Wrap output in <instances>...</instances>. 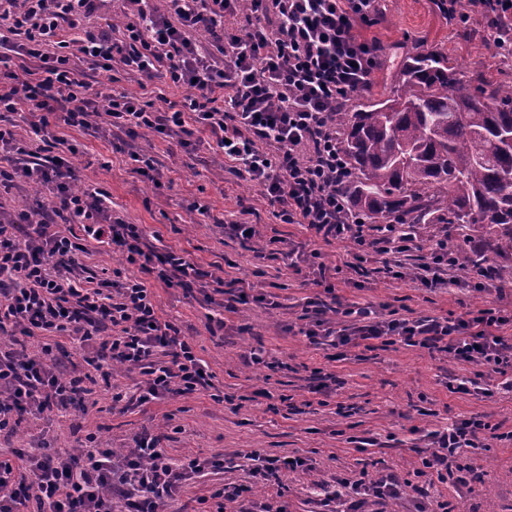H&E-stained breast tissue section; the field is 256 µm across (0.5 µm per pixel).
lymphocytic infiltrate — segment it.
I'll list each match as a JSON object with an SVG mask.
<instances>
[{
	"mask_svg": "<svg viewBox=\"0 0 512 512\" xmlns=\"http://www.w3.org/2000/svg\"><path fill=\"white\" fill-rule=\"evenodd\" d=\"M122 23L111 31L85 30L81 21L104 0H5L0 24V111L24 112L45 144L29 163L11 159L0 168V184L53 186L48 214L0 211V435L11 434L15 418L40 416L74 406L82 376L53 361L51 346L40 354L23 349L33 336L65 335L93 347L97 370L110 376L113 364L138 370L144 380L112 400L141 407L192 394L211 385V375L179 329L160 315L152 276L167 288L188 285L200 271L186 257L146 244L144 228L114 215L99 188L77 190L70 170L55 153L62 139L45 140L55 112L67 125L98 133L110 129L137 138L149 131L189 146L194 128L209 130L224 169L259 186L278 218L304 224L324 242L352 239L358 248L383 256L393 278L405 276L402 258L417 247V227L387 224L379 235L351 218L341 188L347 165L336 139L334 112L349 96L368 89L379 64V44L356 28L374 24L380 0H124ZM209 33L210 42L199 39ZM121 66L145 79L165 76L191 87L183 104L155 108L132 94L98 100L75 68ZM82 225L94 240H110L123 264L140 277L122 283L86 275L79 260L83 244L54 231L55 222ZM457 252L441 238L414 275L424 287L447 285ZM351 323L339 329L312 322L309 338L319 345L372 346L403 342L451 356L497 374L512 391V342L504 336L512 315L481 309L464 319L403 316L373 319L365 308L345 311ZM485 423L472 417L430 435L434 448L416 477L464 485L474 469L460 463V449L475 447ZM194 458L177 465L154 438L118 454L94 436L76 453L15 449L0 453V512H165L181 484L208 468ZM402 484L389 475L361 472L337 481L330 499L358 512L359 498H398Z\"/></svg>",
	"mask_w": 512,
	"mask_h": 512,
	"instance_id": "1",
	"label": "lymphocytic infiltrate"
}]
</instances>
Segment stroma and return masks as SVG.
<instances>
[{
  "mask_svg": "<svg viewBox=\"0 0 512 512\" xmlns=\"http://www.w3.org/2000/svg\"><path fill=\"white\" fill-rule=\"evenodd\" d=\"M382 13L363 28L378 38L399 63L408 48L447 52L462 68H479L488 80L511 79L507 62L484 41V28L472 20L449 21L435 0H381ZM49 134L67 139L75 153L65 160L78 187L109 193L112 209L143 225L149 244L174 250L195 263L202 276L190 288H155L162 316L177 325L212 375L209 390L163 400L124 412L112 408V388L134 389L138 373L120 369L110 383H97L86 403L64 415L32 420L0 449L28 448L46 434L51 449L73 451L87 434L107 448H132L144 434L157 436L170 458L211 460L204 475L185 482L176 512H317L324 487L355 480L361 470L405 479L398 499L367 502L366 512H425L434 496L455 512H512V395L491 398L451 392L449 386L472 376L474 365L396 343L374 350L351 345L333 348L311 343L303 329L305 309L321 308L324 319L340 322L333 303L367 307L384 318L390 311L409 317L466 316L481 308L512 310V279L501 291L478 292L448 285L425 288L411 278L386 273L380 256H354L349 240L313 244L307 225L285 224L259 187L225 173L209 133L196 131L184 148L172 139L90 135L55 116ZM154 157L163 173L154 186L133 172L132 151ZM205 207L208 220L197 209ZM248 218L259 237H231L226 224ZM320 258H313L312 249ZM330 266L318 285V263ZM224 281L251 284V297L226 311L211 272ZM263 348L265 365L246 363L245 355ZM478 416L499 426L504 440L487 448H468L464 462L480 480L472 487L435 484L423 491L410 486L427 448L428 432L446 431ZM306 459L290 472L284 490L260 482L248 455ZM246 486L236 502L220 503L224 485Z\"/></svg>",
  "mask_w": 512,
  "mask_h": 512,
  "instance_id": "1",
  "label": "stroma"
}]
</instances>
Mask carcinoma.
Wrapping results in <instances>:
<instances>
[{
  "mask_svg": "<svg viewBox=\"0 0 512 512\" xmlns=\"http://www.w3.org/2000/svg\"><path fill=\"white\" fill-rule=\"evenodd\" d=\"M350 212L371 223L457 224L512 253V85L434 49L406 54L390 94L333 116Z\"/></svg>",
  "mask_w": 512,
  "mask_h": 512,
  "instance_id": "carcinoma-1",
  "label": "carcinoma"
}]
</instances>
